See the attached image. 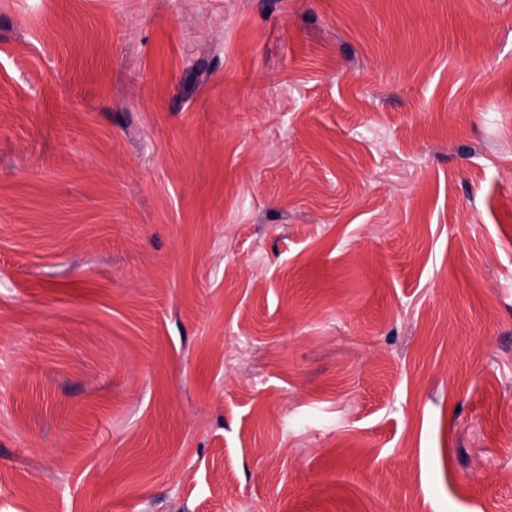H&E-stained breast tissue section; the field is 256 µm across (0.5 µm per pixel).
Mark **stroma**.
Listing matches in <instances>:
<instances>
[{"label":"stroma","instance_id":"35a3bbf8","mask_svg":"<svg viewBox=\"0 0 512 512\" xmlns=\"http://www.w3.org/2000/svg\"><path fill=\"white\" fill-rule=\"evenodd\" d=\"M512 512V0H0V512Z\"/></svg>","mask_w":512,"mask_h":512}]
</instances>
